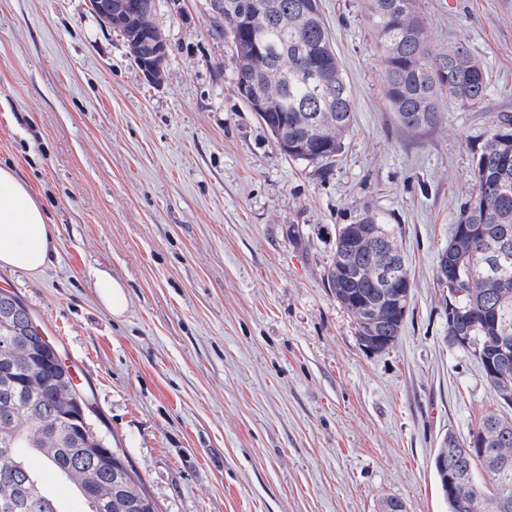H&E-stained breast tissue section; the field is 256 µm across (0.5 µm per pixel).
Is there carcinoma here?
<instances>
[{"instance_id": "1", "label": "carcinoma", "mask_w": 512, "mask_h": 512, "mask_svg": "<svg viewBox=\"0 0 512 512\" xmlns=\"http://www.w3.org/2000/svg\"><path fill=\"white\" fill-rule=\"evenodd\" d=\"M220 17L215 31L231 39L235 81L245 80L271 108L259 113L261 124L280 149L294 161L326 163L340 150L353 122V102L331 46L318 0H268L273 8H258L259 0H216ZM368 20L385 56V95L399 123L410 130L439 123L440 97L477 107L487 96L488 72L468 46L458 42L433 52L425 40L424 19L417 0H368ZM114 32L133 43V61L148 60L151 43L134 39L129 27ZM512 116L498 120L493 131L472 153L473 191L459 207L448 249L438 265L460 270L455 292L463 315L448 322L446 339L469 335V352L480 361L483 374L499 400L512 408V397L501 394L486 362L497 357L499 343L512 337ZM359 231L343 224L336 230L335 252L326 276L336 302L354 314L356 336L364 348L379 353L395 344L405 316L391 311L398 295L374 278L377 270L403 258L394 227L378 213L365 210L357 218ZM507 244L508 257L497 268L488 265L490 246ZM38 326L28 305L17 294L0 291V344L17 354L39 340ZM73 384L68 370H43L21 381L23 394L0 383V498L12 499L11 512H60L39 483L36 471L20 453L25 448L40 457L46 471L70 481L83 495L88 512H158L142 478L119 449L112 448V467L74 447L64 425L69 412L65 385ZM469 454H462V449ZM509 463L505 469L483 468L488 481L475 476L482 454ZM448 472L467 477L456 490L442 491L448 512H512V417L489 416L468 441L446 436L434 457L438 484L439 461Z\"/></svg>"}]
</instances>
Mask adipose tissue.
Returning a JSON list of instances; mask_svg holds the SVG:
<instances>
[{
  "mask_svg": "<svg viewBox=\"0 0 512 512\" xmlns=\"http://www.w3.org/2000/svg\"><path fill=\"white\" fill-rule=\"evenodd\" d=\"M55 228L12 167L0 166V266L41 271L54 250Z\"/></svg>",
  "mask_w": 512,
  "mask_h": 512,
  "instance_id": "1",
  "label": "adipose tissue"
}]
</instances>
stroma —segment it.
Listing matches in <instances>:
<instances>
[{
	"instance_id": "obj_1",
	"label": "stroma",
	"mask_w": 512,
	"mask_h": 512,
	"mask_svg": "<svg viewBox=\"0 0 512 512\" xmlns=\"http://www.w3.org/2000/svg\"><path fill=\"white\" fill-rule=\"evenodd\" d=\"M354 121L326 166L281 152L241 100L206 0H156L170 49L145 80L89 0H0V165L57 229L44 269L0 266L93 403L159 512H448L432 467L503 406L446 339L437 285L472 151L512 116V0H421L431 48L467 44L481 106L441 101L412 132L385 97L366 0H319ZM394 224L412 292L373 353L329 294L335 230ZM125 286L115 317L93 283Z\"/></svg>"
}]
</instances>
